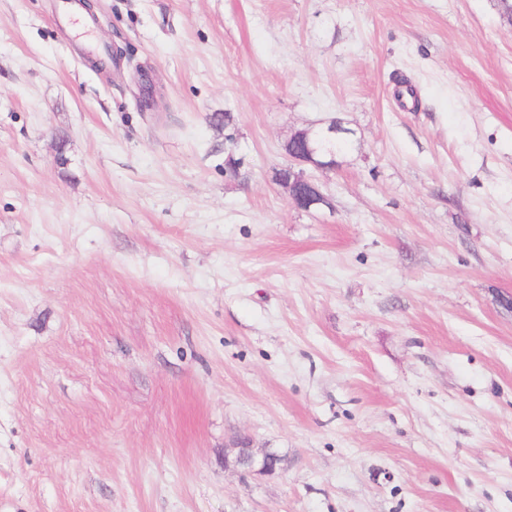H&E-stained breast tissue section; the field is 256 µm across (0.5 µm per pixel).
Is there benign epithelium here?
Returning a JSON list of instances; mask_svg holds the SVG:
<instances>
[{
	"label": "benign epithelium",
	"instance_id": "obj_1",
	"mask_svg": "<svg viewBox=\"0 0 512 512\" xmlns=\"http://www.w3.org/2000/svg\"><path fill=\"white\" fill-rule=\"evenodd\" d=\"M139 104L144 109H149L155 104L154 91L146 74L141 78ZM343 132L344 129L333 121L322 131L300 130L285 141L283 148L290 164L277 172L276 181L295 207L311 210L329 204L320 185L307 174L305 167L311 166L320 170L335 168L336 155L321 153L316 141L322 138L334 139ZM235 463L248 473L275 472L268 451H257L245 445L237 449Z\"/></svg>",
	"mask_w": 512,
	"mask_h": 512
}]
</instances>
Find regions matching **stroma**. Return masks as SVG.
Returning a JSON list of instances; mask_svg holds the SVG:
<instances>
[{"label": "stroma", "mask_w": 512, "mask_h": 512, "mask_svg": "<svg viewBox=\"0 0 512 512\" xmlns=\"http://www.w3.org/2000/svg\"><path fill=\"white\" fill-rule=\"evenodd\" d=\"M61 4L0 0V512H512L497 0ZM346 131L336 122H331L325 130L315 132L312 129L293 133L284 143L283 148L290 164L277 172L276 181L283 189L287 199L297 208L316 209L330 205L318 182L307 174L305 167L315 169H333L336 167L335 154H323L316 146L317 139L336 140V136ZM333 151L340 152L344 142L336 140L327 145ZM237 448L235 463L248 473L273 474L275 467L272 465L268 451H256L243 443Z\"/></svg>", "instance_id": "35a3bbf8"}]
</instances>
